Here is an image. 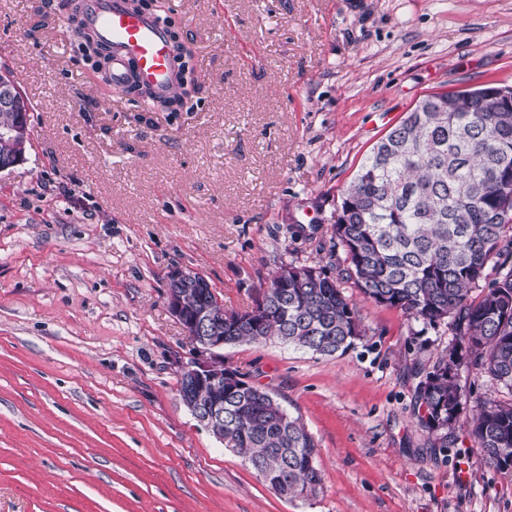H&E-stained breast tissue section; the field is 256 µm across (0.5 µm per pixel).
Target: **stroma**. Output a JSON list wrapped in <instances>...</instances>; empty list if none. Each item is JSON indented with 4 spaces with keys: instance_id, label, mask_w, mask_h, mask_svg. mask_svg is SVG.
Wrapping results in <instances>:
<instances>
[{
    "instance_id": "1",
    "label": "stroma",
    "mask_w": 512,
    "mask_h": 512,
    "mask_svg": "<svg viewBox=\"0 0 512 512\" xmlns=\"http://www.w3.org/2000/svg\"><path fill=\"white\" fill-rule=\"evenodd\" d=\"M194 51L180 111L96 78L56 0H0V69L33 108L0 172V512H512V467L466 425L434 448L418 387L452 340L342 282L363 336L224 363L302 418L319 492L287 501L183 405L193 345L166 274L244 311L284 262L343 266L365 155L425 95L512 87V0H165ZM462 417L512 399L459 367Z\"/></svg>"
}]
</instances>
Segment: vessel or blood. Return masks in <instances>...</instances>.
Here are the masks:
<instances>
[{
    "label": "vessel or blood",
    "mask_w": 512,
    "mask_h": 512,
    "mask_svg": "<svg viewBox=\"0 0 512 512\" xmlns=\"http://www.w3.org/2000/svg\"><path fill=\"white\" fill-rule=\"evenodd\" d=\"M82 21L97 40L112 48L110 81L124 87L135 78L151 98L174 96L180 72L162 20L131 10L129 0H78Z\"/></svg>",
    "instance_id": "obj_1"
}]
</instances>
